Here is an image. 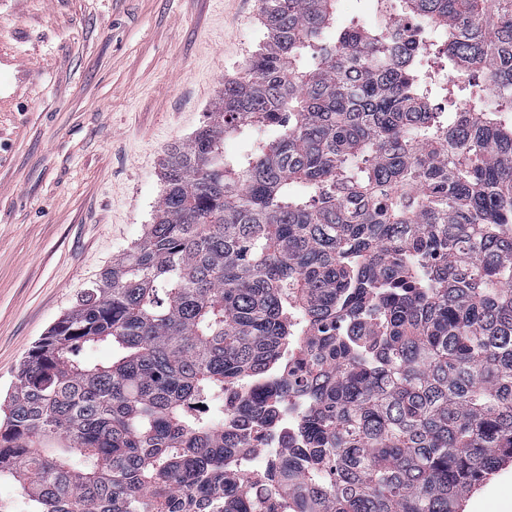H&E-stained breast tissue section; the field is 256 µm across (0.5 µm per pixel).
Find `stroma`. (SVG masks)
I'll use <instances>...</instances> for the list:
<instances>
[{
	"mask_svg": "<svg viewBox=\"0 0 512 512\" xmlns=\"http://www.w3.org/2000/svg\"><path fill=\"white\" fill-rule=\"evenodd\" d=\"M261 0H0L43 80L0 112V395L151 223L167 147L264 38ZM464 512H512V462Z\"/></svg>",
	"mask_w": 512,
	"mask_h": 512,
	"instance_id": "obj_1",
	"label": "stroma"
}]
</instances>
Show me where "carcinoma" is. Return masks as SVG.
Returning <instances> with one entry per match:
<instances>
[{"label": "carcinoma", "mask_w": 512, "mask_h": 512, "mask_svg": "<svg viewBox=\"0 0 512 512\" xmlns=\"http://www.w3.org/2000/svg\"><path fill=\"white\" fill-rule=\"evenodd\" d=\"M334 2L262 0L153 224L28 353L0 420L28 512H254L293 398L266 512H462L512 460V0H390L418 42ZM338 24L349 26L363 24L374 26L378 24L375 17V7L370 0H340L336 4ZM292 424L293 418L284 414L273 420L269 425L267 433H270V436L266 441H254L253 447L255 448L250 455L252 458V472L256 473L267 469L272 451L279 453L284 448L293 445L291 441L294 435Z\"/></svg>", "instance_id": "obj_1"}]
</instances>
